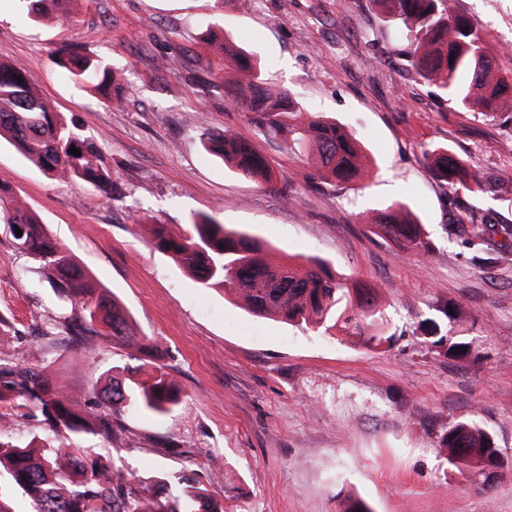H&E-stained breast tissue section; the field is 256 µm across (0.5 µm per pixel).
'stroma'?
<instances>
[{"label":"stroma","instance_id":"35a3bbf8","mask_svg":"<svg viewBox=\"0 0 512 512\" xmlns=\"http://www.w3.org/2000/svg\"><path fill=\"white\" fill-rule=\"evenodd\" d=\"M471 19L512 81V0H448ZM256 54L264 77L365 146L369 177L318 193L311 167L288 155L224 96L221 43ZM77 47L105 60L123 88L109 105L58 65ZM0 50L74 132L92 141L112 192L61 181L0 141L9 206L48 233L154 339L181 402L154 415L124 407L115 432L79 447L135 481L193 475L224 512H512V256L478 249L452 224L512 222V203L451 190L426 153L448 147L477 169L512 179V101L463 112L418 80L406 29L373 0H78L66 26L0 0ZM229 128L268 159L273 187L232 174L202 146ZM400 202L424 224L425 259L373 233L371 218ZM207 215L261 238L270 257H316L377 288L391 344L367 348L256 318L193 278L150 243L146 226L188 229ZM37 263L0 224V356L48 366L52 382L90 414L111 379H134L130 347L111 337L42 335L60 314ZM471 352L453 356L449 344ZM487 430L505 477L482 487L448 463L446 431Z\"/></svg>","mask_w":512,"mask_h":512}]
</instances>
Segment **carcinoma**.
<instances>
[{
	"mask_svg": "<svg viewBox=\"0 0 512 512\" xmlns=\"http://www.w3.org/2000/svg\"><path fill=\"white\" fill-rule=\"evenodd\" d=\"M24 2L39 19L69 22L73 18L75 0ZM374 2L384 14L400 19L412 34L410 61L417 78L434 86L458 109L480 107L488 115L502 96L512 92V83L496 73L479 29L470 19L452 14L447 0ZM224 57L228 67L240 75L224 86L225 96L247 112L264 134L279 139L289 155L310 161L317 189L336 188L367 175L362 164L365 151L343 126L304 112L286 92L270 88L248 55L226 48ZM58 64L75 81L89 84L106 103L120 100L112 94L111 69L102 60L62 50ZM0 138L13 143L28 160L57 179H80L102 192L111 189V173L101 164L93 143L63 122L30 76L14 69L2 51ZM203 146L232 172L266 186L273 184L266 157L235 132H208ZM72 147L81 155L69 153ZM429 160L433 174L446 186L512 198V180H491L473 172L467 160L446 147L431 150ZM0 223L8 225L16 246L38 262L40 276L55 289L58 299L70 304V315L59 322L66 333L81 336L93 330L156 359L153 340L134 334L126 309L50 237L36 215L3 208ZM372 224L376 233L405 249L423 257L432 251L425 226L403 203H393L377 213ZM191 227L192 232L181 235L156 224L152 244L170 255L200 287L224 291L241 309L258 318L325 334L334 330L339 335L361 337L372 348L391 342L376 289L358 285L320 259L271 263L265 258L267 247L258 237L226 228L209 216L194 219ZM453 232L473 246H487L495 235L502 237L499 249L503 252L512 246L511 224H458ZM138 369L142 378L130 384L112 377L110 386L99 395L100 403L114 410L130 405L158 414L178 404L174 380L165 366L144 363ZM47 370L46 366L37 369L0 359V409H16L22 399L39 409L60 439L55 443L34 437L24 444L0 431V470L25 492L35 512H224V505L185 476L177 478L178 494L167 480L156 482L165 488L161 495L153 493L150 485L136 490L101 457L76 446L73 438L94 430L112 436V425L103 418L77 413L60 387L49 381ZM444 447L448 448L449 464L468 468L486 483L492 479L486 464L503 468L492 435L474 423L450 427Z\"/></svg>",
	"mask_w": 512,
	"mask_h": 512,
	"instance_id": "1",
	"label": "carcinoma"
}]
</instances>
